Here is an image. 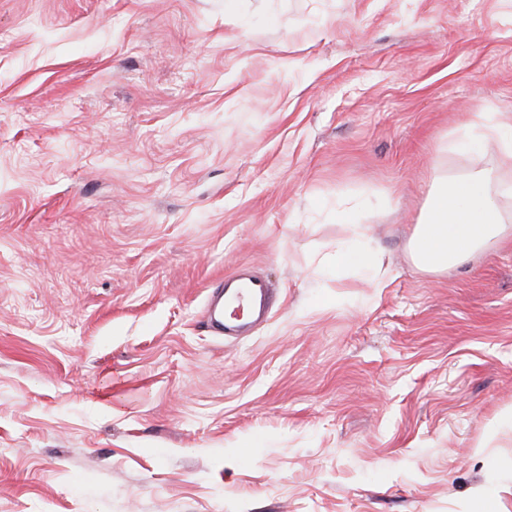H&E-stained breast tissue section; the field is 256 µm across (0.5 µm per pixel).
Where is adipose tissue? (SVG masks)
<instances>
[{
    "instance_id": "ef3b65f1",
    "label": "adipose tissue",
    "mask_w": 512,
    "mask_h": 512,
    "mask_svg": "<svg viewBox=\"0 0 512 512\" xmlns=\"http://www.w3.org/2000/svg\"><path fill=\"white\" fill-rule=\"evenodd\" d=\"M493 144L512 159V123L487 119L475 137L464 139L459 148L477 151ZM512 197V184L479 171L435 182L428 203L416 224L408 248L414 264L439 271L463 264L476 253L512 236V226L503 221L499 202ZM339 222L351 225L353 235L337 244L327 267L333 273L351 270L379 271L382 256L365 242L361 226L349 211H340Z\"/></svg>"
}]
</instances>
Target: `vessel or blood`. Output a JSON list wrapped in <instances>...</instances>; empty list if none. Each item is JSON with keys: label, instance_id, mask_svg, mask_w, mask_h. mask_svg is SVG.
<instances>
[{"label": "vessel or blood", "instance_id": "vessel-or-blood-1", "mask_svg": "<svg viewBox=\"0 0 512 512\" xmlns=\"http://www.w3.org/2000/svg\"><path fill=\"white\" fill-rule=\"evenodd\" d=\"M276 303V290L267 279L238 267L208 290L201 309L207 332L219 338L251 333L266 322Z\"/></svg>", "mask_w": 512, "mask_h": 512}]
</instances>
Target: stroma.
I'll return each mask as SVG.
<instances>
[{
  "label": "stroma",
  "instance_id": "1",
  "mask_svg": "<svg viewBox=\"0 0 512 512\" xmlns=\"http://www.w3.org/2000/svg\"><path fill=\"white\" fill-rule=\"evenodd\" d=\"M488 114L512 0H0V512H512V239L408 252ZM336 219L342 224H352V215L346 210L340 211ZM358 225L352 224V237L336 245L327 263V268L336 275L351 270L378 272L382 266L381 254L366 244V235ZM276 303V288L267 279L249 274L245 265L232 270L210 288L201 319L211 336L226 339L251 333L266 322Z\"/></svg>",
  "mask_w": 512,
  "mask_h": 512
}]
</instances>
